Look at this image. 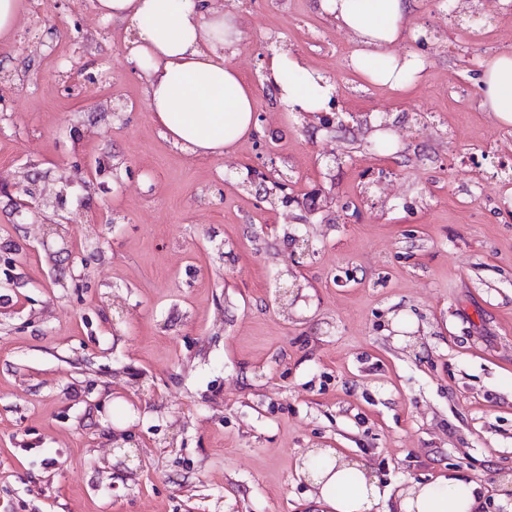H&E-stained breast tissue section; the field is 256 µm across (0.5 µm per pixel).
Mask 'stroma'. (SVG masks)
Here are the masks:
<instances>
[{
	"label": "stroma",
	"instance_id": "stroma-1",
	"mask_svg": "<svg viewBox=\"0 0 512 512\" xmlns=\"http://www.w3.org/2000/svg\"><path fill=\"white\" fill-rule=\"evenodd\" d=\"M23 5L0 44V512H311L312 448L364 458L394 491L454 470L507 512L512 125L478 81L512 50V9L487 23L412 0L438 47H418L400 94L352 72L314 0H236L230 60L264 120L192 159L147 108L127 24L56 0L37 26L41 0ZM285 49L335 83L343 122L280 110L261 70ZM74 65L98 82L65 91ZM23 169L66 195L44 221L11 212ZM276 170L294 203L266 201ZM77 173L87 187H67ZM58 215L85 277L46 236Z\"/></svg>",
	"mask_w": 512,
	"mask_h": 512
}]
</instances>
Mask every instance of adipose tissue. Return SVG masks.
<instances>
[{"instance_id": "obj_1", "label": "adipose tissue", "mask_w": 512, "mask_h": 512, "mask_svg": "<svg viewBox=\"0 0 512 512\" xmlns=\"http://www.w3.org/2000/svg\"><path fill=\"white\" fill-rule=\"evenodd\" d=\"M316 9L345 29L354 44L348 66L370 82L393 90L417 80L424 65L407 48L408 0H316ZM105 19H122L134 30L127 56L143 72L145 99L165 139L197 157L231 151L254 127L255 91L226 52L241 38L232 12L202 0H96ZM480 106L512 124V52H495L482 63ZM265 79L283 111L315 112L336 86L297 55L268 59ZM302 473L321 512H380L388 496L366 460L333 448L304 458ZM478 484L451 473L411 482L397 495L398 512H481Z\"/></svg>"}]
</instances>
